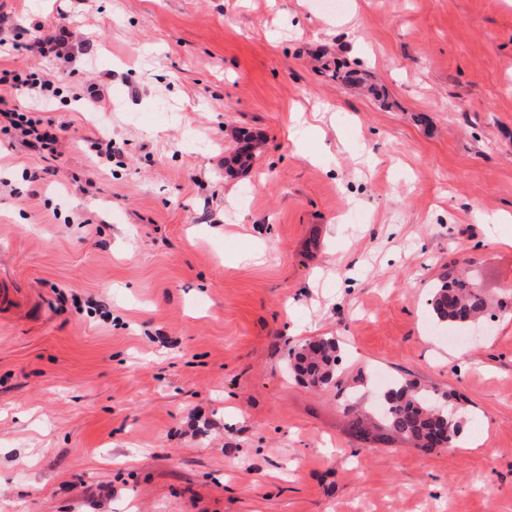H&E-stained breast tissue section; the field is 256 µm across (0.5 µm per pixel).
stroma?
Segmentation results:
<instances>
[{
  "label": "stroma",
  "instance_id": "obj_1",
  "mask_svg": "<svg viewBox=\"0 0 512 512\" xmlns=\"http://www.w3.org/2000/svg\"><path fill=\"white\" fill-rule=\"evenodd\" d=\"M348 2L0 0V38L74 33L0 53L67 127L0 134V512H512V0ZM462 260L507 301L476 327L430 313ZM319 336L364 406L453 392L456 447L351 437L291 373ZM69 37L68 29L63 26L58 29V32L46 33L25 44L24 50L33 56L42 58L50 54H54L56 57H66L69 54ZM2 85L23 92L36 103L48 101L59 93V88L52 79L40 76L34 70H29V73L25 74L17 70H1L0 86Z\"/></svg>",
  "mask_w": 512,
  "mask_h": 512
}]
</instances>
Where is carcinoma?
Returning <instances> with one entry per match:
<instances>
[{
  "label": "carcinoma",
  "instance_id": "carcinoma-1",
  "mask_svg": "<svg viewBox=\"0 0 512 512\" xmlns=\"http://www.w3.org/2000/svg\"><path fill=\"white\" fill-rule=\"evenodd\" d=\"M435 319L442 323L477 324L490 315L482 289L463 277L447 275L435 288L429 303ZM293 370L301 382L322 390L352 392L365 383L359 373L345 379L339 373L340 346L333 337H319L306 342L292 353ZM349 430L359 440L375 438L381 442L402 440L423 452H432L443 443L455 445L460 433L458 418L462 407L446 393L419 387L400 379L385 392L380 406L386 432L372 436L368 410L356 401L346 406Z\"/></svg>",
  "mask_w": 512,
  "mask_h": 512
}]
</instances>
